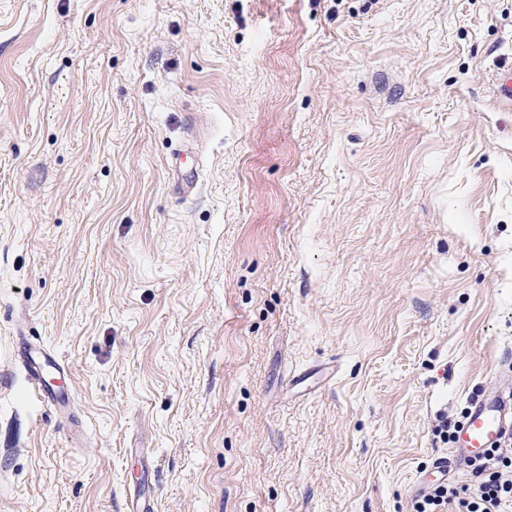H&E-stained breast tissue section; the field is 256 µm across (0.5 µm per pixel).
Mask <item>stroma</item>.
I'll list each match as a JSON object with an SVG mask.
<instances>
[{"label": "stroma", "mask_w": 512, "mask_h": 512, "mask_svg": "<svg viewBox=\"0 0 512 512\" xmlns=\"http://www.w3.org/2000/svg\"><path fill=\"white\" fill-rule=\"evenodd\" d=\"M503 68L512 0H0V512H413L512 369ZM46 364H52V366L55 365V363H51V361L48 360L45 356H43V358L30 356L25 364L27 377L28 381L33 385L35 391L44 392L47 397L51 399L55 404L56 402H59L58 397H62L64 394H53L49 391V389H47L45 384V377L43 374Z\"/></svg>", "instance_id": "1"}]
</instances>
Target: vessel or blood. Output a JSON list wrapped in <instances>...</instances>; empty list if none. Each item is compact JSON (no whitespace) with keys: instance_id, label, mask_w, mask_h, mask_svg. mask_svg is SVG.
Returning a JSON list of instances; mask_svg holds the SVG:
<instances>
[{"instance_id":"1","label":"vessel or blood","mask_w":512,"mask_h":512,"mask_svg":"<svg viewBox=\"0 0 512 512\" xmlns=\"http://www.w3.org/2000/svg\"><path fill=\"white\" fill-rule=\"evenodd\" d=\"M506 432H512V379L507 377L502 378L495 395L471 403L451 454L463 460L483 457Z\"/></svg>"}]
</instances>
